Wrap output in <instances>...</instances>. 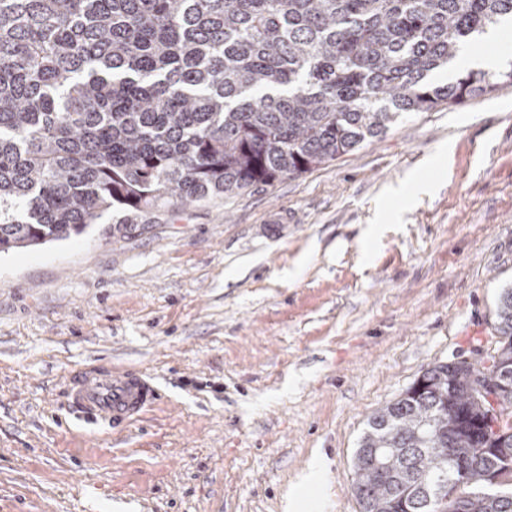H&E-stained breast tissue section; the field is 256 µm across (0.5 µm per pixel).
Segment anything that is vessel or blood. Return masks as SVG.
I'll list each match as a JSON object with an SVG mask.
<instances>
[{
	"label": "vessel or blood",
	"mask_w": 512,
	"mask_h": 512,
	"mask_svg": "<svg viewBox=\"0 0 512 512\" xmlns=\"http://www.w3.org/2000/svg\"><path fill=\"white\" fill-rule=\"evenodd\" d=\"M159 398L158 389L141 376L100 368L73 378L68 406L86 422L120 427L141 418Z\"/></svg>",
	"instance_id": "b4317fda"
}]
</instances>
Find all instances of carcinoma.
I'll list each match as a JSON object with an SVG mask.
<instances>
[{"mask_svg": "<svg viewBox=\"0 0 512 512\" xmlns=\"http://www.w3.org/2000/svg\"><path fill=\"white\" fill-rule=\"evenodd\" d=\"M510 17L512 0H0V253L299 176L491 94L512 70L430 77ZM495 315L493 352L434 364L368 418L360 512H512V435L474 424L512 431V289Z\"/></svg>", "mask_w": 512, "mask_h": 512, "instance_id": "cac0c4a2", "label": "carcinoma"}]
</instances>
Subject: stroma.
Returning a JSON list of instances; mask_svg holds the SVG:
<instances>
[{
  "instance_id": "obj_1",
  "label": "stroma",
  "mask_w": 512,
  "mask_h": 512,
  "mask_svg": "<svg viewBox=\"0 0 512 512\" xmlns=\"http://www.w3.org/2000/svg\"><path fill=\"white\" fill-rule=\"evenodd\" d=\"M505 288L507 83L299 177L2 253L0 512H359L369 416L495 349ZM99 365L159 387L139 423L70 414Z\"/></svg>"
}]
</instances>
